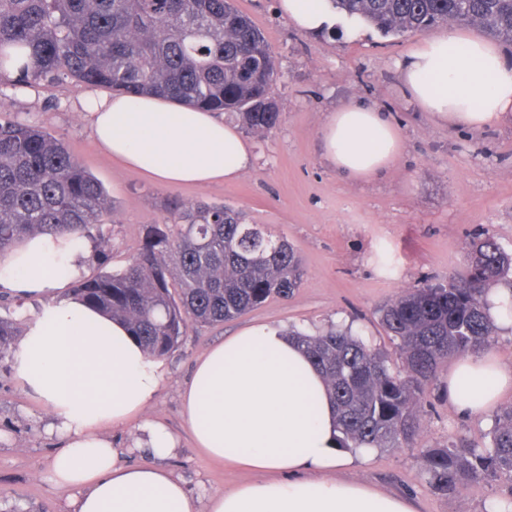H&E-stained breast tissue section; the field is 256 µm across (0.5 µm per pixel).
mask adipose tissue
I'll use <instances>...</instances> for the list:
<instances>
[{
	"mask_svg": "<svg viewBox=\"0 0 512 512\" xmlns=\"http://www.w3.org/2000/svg\"><path fill=\"white\" fill-rule=\"evenodd\" d=\"M280 8L302 32L334 26L330 0H280ZM398 71L406 98L438 122L483 130L512 117V64L492 41L453 27L420 38ZM80 107L105 154L162 185L231 182L253 163L247 141L214 112L96 91ZM320 139L324 157L356 181L380 174L401 151L389 115L359 102L329 114ZM81 255L72 236L35 235L0 258V287L40 301L13 361L61 439L50 479L67 493L70 512H196L182 480L156 464L176 450L165 427L143 424L153 460L137 465L121 463L105 434L155 402L164 363L122 321L62 296L66 277L81 274ZM509 389L512 368L491 351L455 359L445 383L449 402L471 417L494 411ZM182 402L197 448L264 475L210 494L207 512H415L404 498L337 479L354 458L340 446L321 374L283 329L251 325L214 346L196 363Z\"/></svg>",
	"mask_w": 512,
	"mask_h": 512,
	"instance_id": "obj_1",
	"label": "adipose tissue"
}]
</instances>
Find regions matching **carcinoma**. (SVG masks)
<instances>
[{
  "label": "carcinoma",
  "instance_id": "cac0c4a2",
  "mask_svg": "<svg viewBox=\"0 0 512 512\" xmlns=\"http://www.w3.org/2000/svg\"><path fill=\"white\" fill-rule=\"evenodd\" d=\"M385 36L470 25L512 44V0H331ZM275 57L235 0H0V87L17 90L70 80L130 97L154 94L239 117L254 133L280 121L270 88ZM108 200L102 185L42 127L0 119V257L35 235L91 236ZM464 275L425 285L380 310L402 359L390 365L348 327L318 335L291 330L323 374L336 404L343 448H415L420 400L440 363L491 345L490 287L512 277V253L483 234L470 244ZM304 269L287 240L224 204L171 201L169 216L146 224L122 270L81 281L74 295L128 325L151 357L179 346L189 322L241 317L271 297L287 298ZM17 335L0 318V354ZM427 483L454 495L468 483L512 481V406L493 416L482 445L459 438L422 448Z\"/></svg>",
  "mask_w": 512,
  "mask_h": 512
}]
</instances>
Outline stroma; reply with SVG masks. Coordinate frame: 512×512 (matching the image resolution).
I'll return each instance as SVG.
<instances>
[{
	"mask_svg": "<svg viewBox=\"0 0 512 512\" xmlns=\"http://www.w3.org/2000/svg\"><path fill=\"white\" fill-rule=\"evenodd\" d=\"M278 4L235 2L277 57L271 95L281 121L266 134H248L254 164L230 183L168 187L112 161L76 109L84 84L61 89L41 84L22 97L9 88L0 94L1 118L39 125L60 138L111 202L84 258V276L123 268L139 247L143 226L160 223L173 198L233 206L248 223L287 239L302 260L304 281L291 297L269 299L214 327L188 325L178 349L164 360L160 390L145 417L177 439L176 452L162 464L185 482L199 512L209 493L258 478L257 472L206 458L184 420L182 388L212 346L249 325L315 335L343 324L392 358L395 348L379 318L382 306L465 272L469 244L478 234L493 235L512 252V121L486 131L435 123L399 89L397 64L416 35L385 36L364 24L354 37L340 27L312 36L300 32ZM357 101L388 112L402 140L395 162L367 181L336 172L320 147L327 114ZM448 368L441 363L422 397L421 442L431 448L458 437L483 443L492 419L457 413L444 389ZM51 420L21 388L11 357L1 358L0 512H68L66 497L47 473L59 444L47 431ZM346 476L410 498L417 512H484L489 500L512 495V484L505 481L469 484L456 495H442L426 482L421 454L400 448L374 449Z\"/></svg>",
	"mask_w": 512,
	"mask_h": 512,
	"instance_id": "1",
	"label": "stroma"
}]
</instances>
